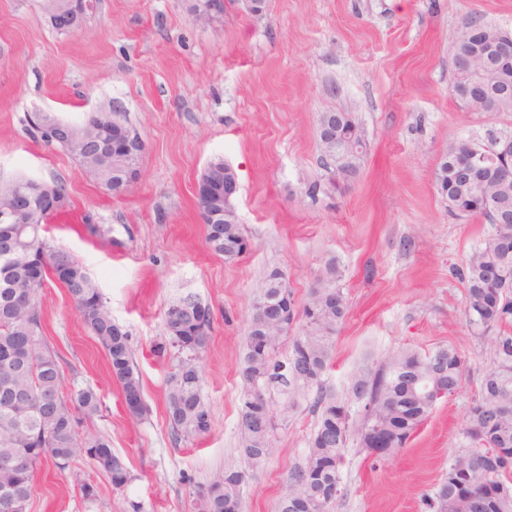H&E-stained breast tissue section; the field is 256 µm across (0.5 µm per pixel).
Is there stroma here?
Listing matches in <instances>:
<instances>
[{"mask_svg":"<svg viewBox=\"0 0 512 512\" xmlns=\"http://www.w3.org/2000/svg\"><path fill=\"white\" fill-rule=\"evenodd\" d=\"M200 0H88L82 26L61 33L43 0H0V179L64 183L70 207L45 237L97 282L129 334L147 412L130 415L106 353L65 288L47 281L43 336L60 357L65 386L92 388L97 414L79 437H106L130 479L114 487L88 458L66 470L40 465L27 512H198L197 491L226 469L244 473L241 512H279L303 465L319 411L315 392L270 395L279 423L267 456L242 452L241 370L252 303L272 270L303 303L328 263L349 302L323 388L348 400L354 433L341 450L340 491L329 512H431L452 459L471 448L469 412L496 359L499 331L469 325L463 275L492 232L478 215L456 216L434 172L449 144L512 137V112H467L451 94V36L471 19L512 32V0H224L211 23ZM117 103L145 143L141 176L112 195L28 119L69 122ZM344 108L367 144L358 177L336 185L317 137L322 113ZM236 172L238 220L251 247L232 262L205 246L194 196L208 163ZM104 237L90 236L87 223ZM192 295L213 314L201 354L207 434L181 438L166 414L171 358L164 313ZM455 350L454 395L394 455L363 447V405L351 400L360 369L403 351ZM94 485L86 498L82 484Z\"/></svg>","mask_w":512,"mask_h":512,"instance_id":"35a3bbf8","label":"stroma"}]
</instances>
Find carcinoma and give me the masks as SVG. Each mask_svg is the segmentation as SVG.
Returning a JSON list of instances; mask_svg holds the SVG:
<instances>
[{"label": "carcinoma", "mask_w": 512, "mask_h": 512, "mask_svg": "<svg viewBox=\"0 0 512 512\" xmlns=\"http://www.w3.org/2000/svg\"><path fill=\"white\" fill-rule=\"evenodd\" d=\"M57 121L47 114H36L31 127L40 138L58 146L68 155L74 146L50 139L44 127ZM85 174L97 168L112 169V160L90 152L78 160ZM503 205L512 210V183L486 187ZM14 193L36 195L26 178L0 180V208L7 206ZM206 227V245L215 255H224V239L243 236L241 224H211L205 208L197 204ZM55 214L43 213L35 224H5L0 220V495L11 493L29 502L37 467L51 461L65 469L78 457L94 461L110 475L112 484L127 483L129 472L122 459L112 452L108 439L96 436L79 439L77 414L86 416L98 409V397L89 387L64 391L63 374L57 355L42 335V289L32 286L26 264L27 252L34 248L43 257L44 276L50 279L64 268L72 271L67 292L86 327L103 346L112 377L120 384L129 413L140 417L146 412L143 383L129 345L128 333L112 320L96 283L83 266L70 255L55 249L41 235L43 226ZM493 225L484 245L472 253L465 276L470 325L484 331L512 314V266L492 286L487 285L492 266H502L493 239L512 237V224ZM335 266L317 279L302 309L296 311L301 333L291 338L288 358L280 360L276 351L283 340L271 324L262 337L247 335L241 372L242 407L240 428L244 455L256 462L273 444L276 433L270 428L274 417L266 400L249 399L255 374L270 375L269 390L294 397L317 388L315 407L318 427L312 436L306 462L289 477L279 503L280 512H327L336 498L339 484L340 449L353 430L347 402L324 393L321 378L331 360L333 337L348 313L345 294L336 286ZM199 300L181 298L182 321L170 319L165 311L168 342L174 350V364L166 380V412L173 430L186 437L209 431L211 411L202 395L200 353L206 348L211 325L195 323ZM498 367L485 374L478 399L471 411L467 430L475 447L457 456L430 503L434 512H459L456 477L470 478L467 492L474 496L471 512H512V334H498L493 340ZM462 360L450 349L421 355L403 352L392 357L387 369L364 371L351 387L353 399L364 402L365 417L379 426L389 447L386 456L396 453L426 420L437 400L431 390L438 386L451 395L457 389ZM244 475L228 469L224 476L198 490L201 512H241L240 488Z\"/></svg>", "instance_id": "carcinoma-1"}]
</instances>
